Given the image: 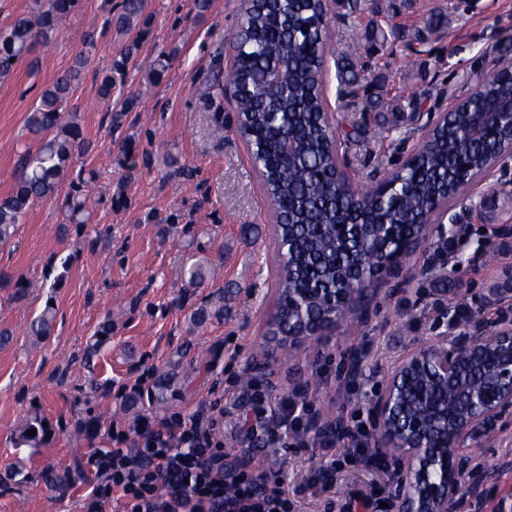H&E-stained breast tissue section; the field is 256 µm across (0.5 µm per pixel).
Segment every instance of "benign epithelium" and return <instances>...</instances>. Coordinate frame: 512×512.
<instances>
[{"label":"benign epithelium","instance_id":"benign-epithelium-1","mask_svg":"<svg viewBox=\"0 0 512 512\" xmlns=\"http://www.w3.org/2000/svg\"><path fill=\"white\" fill-rule=\"evenodd\" d=\"M512 123V97L492 103L472 114L470 132L479 134L496 121ZM482 205L470 200L462 213L443 224L448 201L437 204L430 214L431 232L412 240L386 246L371 273L343 288L311 289L306 302L324 297L331 309L353 308L382 280L404 271L422 243L433 238L443 242L456 233L464 214ZM429 271L457 275L463 265L456 255L435 250ZM486 306L512 313V285L498 288L486 297ZM295 303L288 302L277 335L291 342H306L340 327L334 315L310 309V323L294 321ZM512 409V318L489 322L484 309L472 311L463 331L454 339H427L414 344L392 366L385 382L369 404L373 434L371 455L390 473L387 498L390 512H456L463 495L476 489L470 481L472 455L467 446H479L502 414ZM306 431L320 438L351 432L341 418L329 421L315 415Z\"/></svg>","mask_w":512,"mask_h":512}]
</instances>
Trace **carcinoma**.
<instances>
[{"mask_svg":"<svg viewBox=\"0 0 512 512\" xmlns=\"http://www.w3.org/2000/svg\"><path fill=\"white\" fill-rule=\"evenodd\" d=\"M81 0H46L36 17L20 15L0 32V78L10 76L14 61L39 44L51 42L60 21L80 8ZM116 25L144 31L149 19L143 16V0H122ZM242 19L227 30L224 40L231 44L234 62L230 85L236 112L242 118V135L251 147L260 174H272L264 186L275 216L295 226L292 270L280 278V300L288 302L295 288H327L336 283L345 255L336 240V215L351 224H394L397 235L411 232L416 215L432 209L443 199L467 200L471 182L512 135L503 126L495 138L474 144L468 140L469 113L488 101L512 95V57L503 55L496 69L478 79L480 92L472 100L458 102L448 125L438 126L418 157L407 161L400 184L384 193L381 184L349 185L336 194L324 173L333 156L323 132L321 112L324 61L321 48L328 42V25L322 23L321 0H243ZM374 40L385 46L404 42V36L382 16L374 21ZM83 49L75 66L42 90L27 118L28 130L42 136L36 154L21 156V172L13 190L0 199V244L10 242L29 208L36 202L64 192L63 207L68 223L81 232L91 213L90 184L94 172L74 169V157L84 146L77 113L69 103L81 77L82 68L95 47V32L84 34ZM135 39L111 60L101 78V96L109 100L116 86L124 85L128 63L136 54ZM340 84L360 87L365 71L362 52L354 44L336 63ZM296 140V157L282 159L281 137ZM192 285L199 286L212 275L208 262L197 260L183 270ZM31 322L30 331L41 339L50 335L54 319L53 296ZM112 322L105 320L93 332L94 342L83 359L88 364L106 337ZM36 430V435L27 434ZM43 432L42 421L28 420L21 432V444L35 448Z\"/></svg>","mask_w":512,"mask_h":512,"instance_id":"carcinoma-1","label":"carcinoma"}]
</instances>
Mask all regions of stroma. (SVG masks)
Here are the masks:
<instances>
[{
  "label": "stroma",
  "mask_w": 512,
  "mask_h": 512,
  "mask_svg": "<svg viewBox=\"0 0 512 512\" xmlns=\"http://www.w3.org/2000/svg\"><path fill=\"white\" fill-rule=\"evenodd\" d=\"M109 8V0H83L81 12L63 21L55 40L37 45L18 59L10 77L0 79L1 197L16 182L19 155L40 146L25 119L41 88L73 66L81 32L97 27L96 47L71 100L89 144L76 162L95 172L103 198L92 226L62 231L61 201L46 199L29 209L12 242L0 245V328L12 333L10 344L0 349V512H81L84 465L91 449L110 447L112 425L130 424L144 413L167 417L218 393L224 414L215 436L229 444L230 457L246 455L279 470L299 512H364L360 497L380 499L388 477L357 461L348 437L299 445L283 430L273 440L255 416L281 411L285 398L297 396L305 413L371 428L366 404L393 361L417 341L457 335L449 313L458 300L477 307L512 269V258L499 255L504 239L490 238L487 231L491 224L512 225V198L491 180L475 189L483 206L457 227L461 275L422 274L434 252L420 247L408 262L411 280L380 283L335 335L277 354L267 379H249L251 365L266 357L278 279L273 217L250 151L236 132L233 97L220 99L211 91L213 58L227 65L233 59L224 32L237 24L239 2L210 0L201 13L196 0H145L150 33L129 64L124 87L107 102L99 92L102 71L133 37L105 27ZM372 10L373 0H358L353 10L335 8L324 65V97L336 135L355 126L364 131L362 141L346 146L354 182L392 171L431 117L422 112L384 135L374 113L365 109V96L341 92L336 59L351 43L368 44ZM439 12L448 18L445 31L428 34L425 22ZM389 15L406 38L425 37L427 51L418 58L412 86L420 97L439 99L441 110L451 108L467 80L489 71L493 58L512 56V0H391ZM170 48L176 55L168 70L151 80L153 59ZM128 96L138 104L113 127L110 112ZM218 111L224 116L220 139L212 135ZM128 137L137 144L131 169L120 162V145ZM167 154L191 168L192 176L165 163ZM117 193L123 194V205L110 204ZM65 257L71 267L63 286L49 293L44 284L61 272ZM199 258L218 275L195 287L184 280L183 266ZM20 277L31 284L21 300L13 288ZM219 290L223 316L195 324L194 313ZM50 295L56 321L51 334L39 339L30 335L29 324ZM107 316L112 337L92 368H85L84 350ZM357 349L365 362L348 386L341 373ZM169 373L175 385L165 406H155L144 394L125 405L123 390ZM92 381L100 386L94 403L102 413L95 436L83 426L80 394ZM34 416L44 426L40 445L18 446L22 426ZM472 454L492 478L479 498L463 497L457 512H512V414L500 419Z\"/></svg>",
  "instance_id": "stroma-1"
}]
</instances>
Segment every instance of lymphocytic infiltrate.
Here are the masks:
<instances>
[{"label":"lymphocytic infiltrate","instance_id":"lymphocytic-infiltrate-1","mask_svg":"<svg viewBox=\"0 0 512 512\" xmlns=\"http://www.w3.org/2000/svg\"><path fill=\"white\" fill-rule=\"evenodd\" d=\"M213 404L136 430L113 428L112 445L90 453L83 512H288L283 483L226 463L213 437Z\"/></svg>","mask_w":512,"mask_h":512}]
</instances>
